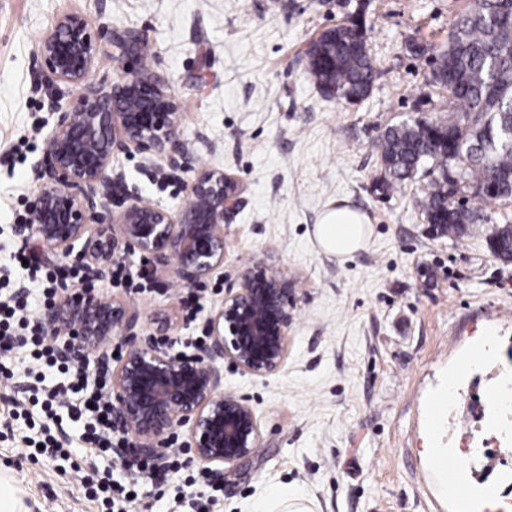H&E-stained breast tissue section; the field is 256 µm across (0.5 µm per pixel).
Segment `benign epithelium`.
Masks as SVG:
<instances>
[{
    "instance_id": "1",
    "label": "benign epithelium",
    "mask_w": 512,
    "mask_h": 512,
    "mask_svg": "<svg viewBox=\"0 0 512 512\" xmlns=\"http://www.w3.org/2000/svg\"><path fill=\"white\" fill-rule=\"evenodd\" d=\"M104 38L119 49L142 42L132 30L95 35L84 16L67 13L39 47L44 81L82 93L43 135L32 222L19 234L36 236L53 256L72 257L84 270L82 281L39 319L49 334L68 336L63 355H80L90 375H108L106 397L131 450L162 466V448L182 430L194 459L222 476L221 466L249 459L260 441L251 406L223 390L224 362L255 376L282 368L290 283L255 262L210 315L208 342L189 355L139 335L138 314L123 298L99 291L114 262L131 253L149 262L154 277L169 272L182 287H198L224 266V214L241 193L235 177L204 170L188 183V201L174 214L112 178L114 157L133 150L165 155L175 165L182 113L169 81L154 70H126L108 87L86 84ZM114 341L122 345L120 356L112 355Z\"/></svg>"
}]
</instances>
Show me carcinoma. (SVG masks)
<instances>
[{"instance_id":"carcinoma-1","label":"carcinoma","mask_w":512,"mask_h":512,"mask_svg":"<svg viewBox=\"0 0 512 512\" xmlns=\"http://www.w3.org/2000/svg\"><path fill=\"white\" fill-rule=\"evenodd\" d=\"M355 32L339 24L316 40L336 50V65L327 69L319 54L307 53L308 72L331 97L359 103L370 93L376 63L368 47L356 49ZM433 83L448 95L456 117L439 126L448 143H435L414 122L389 126L374 142L386 179L385 194L426 168L433 179L418 206L439 234L463 236L491 218L472 201L512 198V0H471L469 10L452 20L448 46L437 55ZM473 196L451 199L448 172ZM494 256L512 260V235L507 230L488 236Z\"/></svg>"}]
</instances>
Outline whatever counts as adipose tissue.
I'll return each instance as SVG.
<instances>
[{
  "mask_svg": "<svg viewBox=\"0 0 512 512\" xmlns=\"http://www.w3.org/2000/svg\"><path fill=\"white\" fill-rule=\"evenodd\" d=\"M370 234L368 216L343 200L328 206L319 224L314 227V237L319 247L342 260L363 249Z\"/></svg>",
  "mask_w": 512,
  "mask_h": 512,
  "instance_id": "ef3b65f1",
  "label": "adipose tissue"
}]
</instances>
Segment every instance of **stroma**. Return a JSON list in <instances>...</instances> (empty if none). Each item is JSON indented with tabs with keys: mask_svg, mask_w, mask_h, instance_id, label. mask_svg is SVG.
<instances>
[{
	"mask_svg": "<svg viewBox=\"0 0 512 512\" xmlns=\"http://www.w3.org/2000/svg\"><path fill=\"white\" fill-rule=\"evenodd\" d=\"M468 0H0V270L21 245L18 217L37 184L32 166L55 104L79 92L48 86L38 48L61 15L82 14L93 29H134L141 50L102 41L88 84L112 83L140 67L163 74L180 103L176 178L167 161L119 154L113 175L148 202L176 212L186 184L220 169L244 187L224 216V267L197 289L195 316L172 277L130 296L145 333L174 309V350L206 337L207 319L245 270L261 261L294 284L288 353L275 374L224 368V390L244 397L259 423L253 458L228 465L222 491L193 483L187 459L162 487L140 490L142 512H256L278 489L311 512H456L438 464L460 466L471 512H496L494 468H512V436L493 426L492 396L512 372V262L494 257L486 227L461 238L437 235L416 201L420 174L380 195L383 167L371 145L400 121L451 118L432 85V59L448 43L451 21ZM363 21L377 62L369 96L357 104L328 98L307 72V50L326 29ZM365 212L373 235L341 261L316 248L313 228L332 201ZM456 402L431 419L434 400ZM0 435V469L20 483L28 512H105L80 482L93 470L113 482L129 475L116 452L92 454L80 423L64 419L68 457L28 447L29 423ZM496 448L491 462L474 453Z\"/></svg>",
	"mask_w": 512,
	"mask_h": 512,
	"instance_id": "obj_1",
	"label": "stroma"
}]
</instances>
